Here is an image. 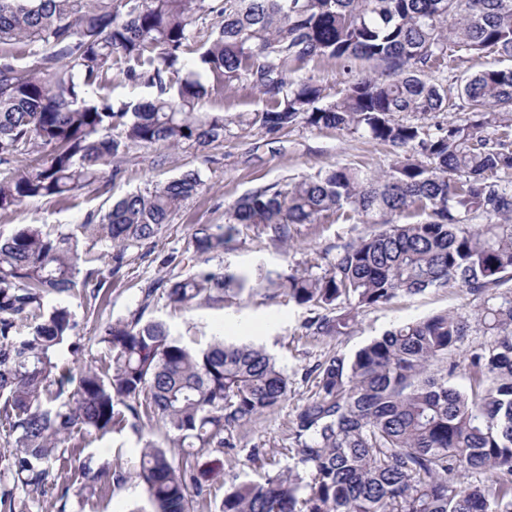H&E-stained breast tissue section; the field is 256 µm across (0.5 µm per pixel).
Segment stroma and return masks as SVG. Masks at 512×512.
<instances>
[{
    "instance_id": "1",
    "label": "stroma",
    "mask_w": 512,
    "mask_h": 512,
    "mask_svg": "<svg viewBox=\"0 0 512 512\" xmlns=\"http://www.w3.org/2000/svg\"><path fill=\"white\" fill-rule=\"evenodd\" d=\"M209 112H253L264 106L258 93L242 88L210 91L203 100ZM393 160L389 149L358 133L331 128L298 127L268 142L258 131L225 136L223 143L204 149H170L161 144L132 146L119 176H104L96 190L59 200L36 198L14 211L0 212V234L10 235L19 224L67 226L83 223L88 214L104 211L129 193L167 182L182 173L197 171L204 182L201 192L187 200L173 214L170 223L154 243L127 251V263L113 276L106 302L92 311L88 295L76 291L69 299L87 342L85 351L97 354L92 342L97 317L118 318L132 311L140 298L141 286L158 278L159 260L171 252L191 247L190 229L196 224H222L229 207L243 195L260 187L316 175L332 165H350L370 172L388 170ZM369 230L360 218L338 220L327 217L318 224L302 227L299 242L290 249L271 246L256 231H248L224 253V264L232 271H249L264 264L284 272L301 270L319 262L330 247L361 236ZM472 297L457 283L424 294L401 295L390 304L363 311L349 335L336 340L306 335L303 325L311 316L309 308L289 302L283 294L262 288L225 299L224 303L180 309L158 301L149 318L164 322L176 338L188 346L206 347L213 336L229 342L262 346L286 371L290 392L274 411L266 413L237 432V445L225 449L224 481L215 484L199 512H213L224 496V486L233 480H264L288 463V427L296 408L308 399L314 386L306 372L331 352L347 355L380 336L392 325L422 319L441 311L470 315ZM142 446L133 429L89 440L88 452L105 457L114 466L129 468ZM70 512H150L141 486L128 481L115 493L85 499L70 494Z\"/></svg>"
}]
</instances>
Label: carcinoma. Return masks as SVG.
<instances>
[{"label":"carcinoma","mask_w":512,"mask_h":512,"mask_svg":"<svg viewBox=\"0 0 512 512\" xmlns=\"http://www.w3.org/2000/svg\"><path fill=\"white\" fill-rule=\"evenodd\" d=\"M208 0H0V45L33 58L0 63V211L68 198L95 184L131 146L206 147L230 127L276 138L299 125L361 133L389 146L381 175L337 165L238 199L225 224H196L193 254L160 259L124 318L98 320L100 355L79 361L76 288L96 301L126 250L158 237L203 188L190 170L131 193L82 224H22L0 238V469L39 498L0 489L8 512H67L72 486L103 497L128 480L151 512H196L233 432L274 410L289 378L257 346L192 349L154 302L193 309L272 288L313 307L306 335L345 336L360 312L453 281L473 296L488 340L463 349L467 317L441 312L400 324L353 355H326L314 392L289 426L285 470L234 481L215 512H512V66L459 72L465 56L512 59V0H224L217 34L195 49ZM194 69L173 84L186 55ZM336 60L335 99L294 64ZM117 68L156 89L116 108L94 96ZM448 71L434 83L428 74ZM257 90L246 116L206 112L203 78ZM453 113L448 120L425 119ZM27 159L19 167L16 162ZM378 228L337 247L325 268L249 275L224 251L249 230L286 247L329 215ZM464 368L468 387L449 384ZM149 435L127 472L84 454L88 436ZM484 478L472 479V475Z\"/></svg>","instance_id":"1"}]
</instances>
